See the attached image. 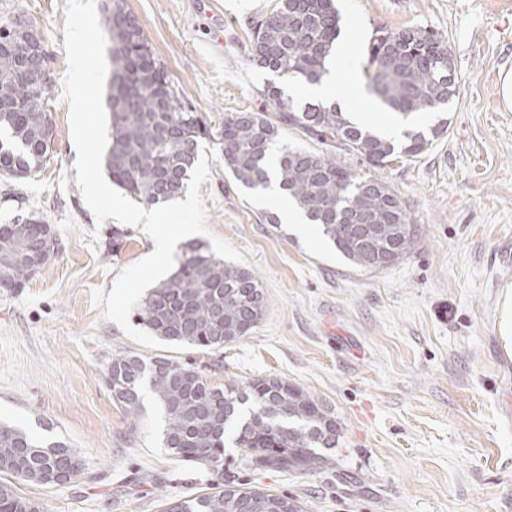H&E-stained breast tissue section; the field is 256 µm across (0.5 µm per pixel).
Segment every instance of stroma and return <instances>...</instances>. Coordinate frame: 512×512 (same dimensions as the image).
Wrapping results in <instances>:
<instances>
[{"label": "stroma", "instance_id": "1", "mask_svg": "<svg viewBox=\"0 0 512 512\" xmlns=\"http://www.w3.org/2000/svg\"><path fill=\"white\" fill-rule=\"evenodd\" d=\"M274 0H125L185 104L212 128L235 112H272L261 95L274 72L249 60L248 23ZM49 55L55 151L25 179L0 175V224L38 211L57 242L24 288L0 289V419L84 459L64 486L15 484L41 512H162L206 490L205 467L163 444L150 390L127 417L105 385L118 354L153 357L103 319L92 291L152 251L141 229L96 224L76 184L70 105L63 97L66 0H23ZM339 38L364 66L374 29L420 26L451 48L456 94L448 132L418 157L379 170L414 220L413 250L388 269L354 268L318 229L266 223L262 195L206 143L200 193L208 229L240 250L265 298L261 321L219 349L185 355L215 383L276 376L308 391L342 428L332 469H250L224 451V474L295 497L312 512H512V354L497 334L512 265V0H338ZM279 82V81H278Z\"/></svg>", "mask_w": 512, "mask_h": 512}]
</instances>
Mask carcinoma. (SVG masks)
<instances>
[{
    "mask_svg": "<svg viewBox=\"0 0 512 512\" xmlns=\"http://www.w3.org/2000/svg\"><path fill=\"white\" fill-rule=\"evenodd\" d=\"M334 0H275L271 11L250 21V61L296 82L318 83L340 34ZM11 36L0 31V173L26 178L52 158L53 120L49 99L18 74ZM110 142L104 166L112 183L139 203L178 197L198 159L199 142L212 130L201 113L182 102L149 46L141 26L116 34L112 43ZM452 58L447 42L430 29L373 31L366 46L367 89L391 111L408 119L443 112L456 93L448 80ZM262 95L274 115L235 112L217 131L224 167L241 185L269 187L276 160L279 188L354 267L379 271L403 259L415 245L413 220L387 183L361 178L331 155L281 145L283 126L302 129L374 168L417 157L448 132V120L409 127L396 144L351 121L336 107H299L274 83ZM44 218L32 213L0 227V277L4 288L23 287L36 273L29 256ZM265 312L263 292L249 269L226 262L201 242L185 244L175 273L153 288L138 308L152 334L166 342L219 348L248 334ZM112 399L131 417L149 387L163 408L164 445L177 458L223 472L226 443L240 463L288 471L317 472L332 465L319 449L336 447L341 427L303 389L278 377L229 381L220 387L193 363L167 357L119 354L104 369ZM85 470L84 460L60 440L46 441L0 423V512H41L13 485H65ZM308 512L299 499L226 480L212 491L167 501L164 512Z\"/></svg>",
    "mask_w": 512,
    "mask_h": 512,
    "instance_id": "cac0c4a2",
    "label": "carcinoma"
}]
</instances>
